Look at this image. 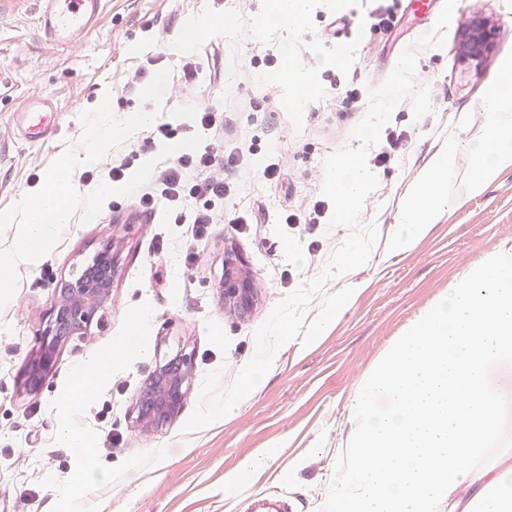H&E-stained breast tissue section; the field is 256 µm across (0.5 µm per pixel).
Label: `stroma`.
Masks as SVG:
<instances>
[{"label": "stroma", "mask_w": 512, "mask_h": 512, "mask_svg": "<svg viewBox=\"0 0 512 512\" xmlns=\"http://www.w3.org/2000/svg\"><path fill=\"white\" fill-rule=\"evenodd\" d=\"M377 4L315 0L294 27L270 23L272 0H108L95 28L60 48L35 25L40 0H0V211L39 189L66 146H79L84 110L107 96L114 116L128 118L141 106V89L167 68L164 111L154 126L169 125L170 137L154 127L139 130L98 163L78 167L73 184L89 193L109 182L112 166L135 171L165 142L200 132L213 156L203 178L231 186L214 210L237 218L208 225L199 237L192 225L175 223L165 202L149 214L134 197L112 196L89 223L73 213L43 262L19 267L16 291L0 308V512H263L265 502L284 512H320L349 431V404L381 353L464 269L512 242V168L482 194L441 212L412 245L400 248L393 239L410 188L447 152L460 123L483 124L480 101L512 60V0H456L444 47L418 54L415 78L430 89L431 112L415 117L406 98L383 127L403 139L391 161L373 169L379 185L361 214L362 224L378 230L370 259L328 280L312 295L307 315L315 317L326 296L352 283L350 304L310 345L296 339L282 346L232 418L185 432L206 375L220 371L222 385H230L255 353V332L276 304L316 277L348 235L331 226L332 208L318 213L314 205L324 198V159L351 145L370 89L391 72L396 34L370 26ZM475 9L497 29L492 51L478 64L462 61L459 49ZM195 15L210 19L209 31L193 50H177L179 33ZM338 16L344 31L335 42L328 28ZM294 67L310 80L300 107L286 98ZM189 69L194 79L184 78ZM38 96L52 98L61 113L52 140L29 143L16 111ZM200 106L215 110L216 129L200 131ZM231 154L237 167L224 164ZM273 163L281 176L265 180L262 171ZM292 213L299 223H286ZM228 240L258 286L257 304L242 318L225 313L218 288ZM108 247L119 271L101 324L70 337L40 390L27 394L22 372L60 283ZM139 308L153 313L142 335L144 355L124 358L64 418L87 437L90 459L81 463L57 441L58 406L74 389L76 369L125 335ZM182 345L193 353L182 411L141 433L139 393L159 359ZM267 451L278 452L277 468L255 472L247 489L226 487L229 473Z\"/></svg>", "instance_id": "35a3bbf8"}]
</instances>
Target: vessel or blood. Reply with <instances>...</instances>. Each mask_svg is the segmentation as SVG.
<instances>
[{
  "instance_id": "b4317fda",
  "label": "vessel or blood",
  "mask_w": 512,
  "mask_h": 512,
  "mask_svg": "<svg viewBox=\"0 0 512 512\" xmlns=\"http://www.w3.org/2000/svg\"><path fill=\"white\" fill-rule=\"evenodd\" d=\"M105 0H41L38 29L47 41L65 46L84 36L96 24ZM58 112L48 97L29 100L17 113L18 125L27 141L49 140Z\"/></svg>"
}]
</instances>
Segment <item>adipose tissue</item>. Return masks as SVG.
<instances>
[{"label":"adipose tissue","instance_id":"ef3b65f1","mask_svg":"<svg viewBox=\"0 0 512 512\" xmlns=\"http://www.w3.org/2000/svg\"><path fill=\"white\" fill-rule=\"evenodd\" d=\"M485 116L482 126L462 125L446 154L435 162L408 195L394 230L398 244L411 243L435 223L441 209L457 207L465 197L482 193L506 168L512 167V63H507L495 87L480 102ZM133 326L116 338L107 352L90 355L76 371L81 396L92 395L105 372L121 357L138 352L140 333L148 327L152 313L142 308L132 313Z\"/></svg>","mask_w":512,"mask_h":512}]
</instances>
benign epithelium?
I'll list each match as a JSON object with an SVG mask.
<instances>
[{
  "mask_svg": "<svg viewBox=\"0 0 512 512\" xmlns=\"http://www.w3.org/2000/svg\"><path fill=\"white\" fill-rule=\"evenodd\" d=\"M496 29L475 11L464 26L461 51L465 59L477 62L491 49ZM118 260L106 249L80 276L61 285L58 298L37 334L38 347L33 361L23 370L24 389L37 392L54 367L62 346L69 337L85 333L101 316L112 298V283ZM224 311L241 317L254 308L257 286L249 263L231 243L224 245V273L218 283ZM192 375V353L181 347L176 354L156 364L145 389L150 408L137 402L136 423L143 431L175 419L186 399Z\"/></svg>",
  "mask_w": 512,
  "mask_h": 512,
  "instance_id": "obj_1",
  "label": "benign epithelium"
}]
</instances>
